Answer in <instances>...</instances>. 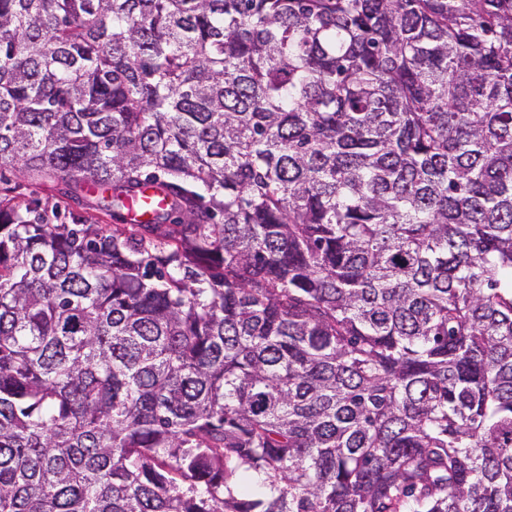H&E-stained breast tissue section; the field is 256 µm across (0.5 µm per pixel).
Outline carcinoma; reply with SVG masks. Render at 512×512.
I'll return each mask as SVG.
<instances>
[{
  "instance_id": "carcinoma-1",
  "label": "carcinoma",
  "mask_w": 512,
  "mask_h": 512,
  "mask_svg": "<svg viewBox=\"0 0 512 512\" xmlns=\"http://www.w3.org/2000/svg\"><path fill=\"white\" fill-rule=\"evenodd\" d=\"M6 167L166 205L0 193V512H512V0H0Z\"/></svg>"
}]
</instances>
